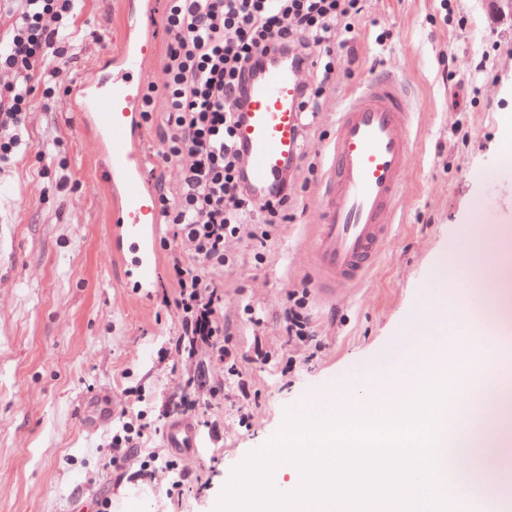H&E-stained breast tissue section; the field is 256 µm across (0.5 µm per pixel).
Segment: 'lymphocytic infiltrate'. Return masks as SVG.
Masks as SVG:
<instances>
[{"mask_svg":"<svg viewBox=\"0 0 512 512\" xmlns=\"http://www.w3.org/2000/svg\"><path fill=\"white\" fill-rule=\"evenodd\" d=\"M20 2L7 39H0V74L8 77L0 85V165L27 147L22 129L34 91L48 98L53 85L68 83L58 62L76 39L105 40L78 25L82 0ZM362 12V0H164L163 78L144 84L139 112L142 126L160 133L158 163L179 170L176 192L156 191L162 221L173 228L161 243L170 253L161 303L177 313V355L202 346L216 361L229 358L220 274L235 258L225 243L247 233L256 263H264L271 229L286 223L293 202L284 184L255 208L245 184L236 132L252 82L277 59L307 67L300 110L314 115L351 73L342 61L356 50ZM281 327L292 349L317 347L299 291L288 292ZM151 429L143 412L124 411L102 450L105 467L124 465Z\"/></svg>","mask_w":512,"mask_h":512,"instance_id":"f902f5d3","label":"lymphocytic infiltrate"}]
</instances>
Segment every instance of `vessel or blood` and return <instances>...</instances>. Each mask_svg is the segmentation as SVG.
<instances>
[{
  "mask_svg": "<svg viewBox=\"0 0 512 512\" xmlns=\"http://www.w3.org/2000/svg\"><path fill=\"white\" fill-rule=\"evenodd\" d=\"M151 48L138 20H129L111 76L104 79L93 70L72 88L74 108L97 141L114 198L112 257L130 270L136 287L145 289L153 287L160 264V215L144 182L148 154L139 121ZM303 73L297 65L276 61L250 87L237 137L245 183L256 197L276 191L303 152ZM413 119L404 84L374 74L363 79L338 114L336 133L323 147V217L307 244L325 300L362 283L388 242L414 147ZM473 269L484 277L497 272L479 249L467 266L448 274L463 280ZM166 441L171 448H195L196 428L188 421L171 426Z\"/></svg>",
  "mask_w": 512,
  "mask_h": 512,
  "instance_id": "obj_1",
  "label": "vessel or blood"
}]
</instances>
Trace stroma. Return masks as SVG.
<instances>
[{
    "label": "stroma",
    "instance_id": "obj_1",
    "mask_svg": "<svg viewBox=\"0 0 512 512\" xmlns=\"http://www.w3.org/2000/svg\"><path fill=\"white\" fill-rule=\"evenodd\" d=\"M137 3L84 0L80 22L107 41L79 40L66 62L71 75L108 65ZM363 5L356 79L372 69L396 72L419 105L403 203L368 279L334 302L321 300L304 250L319 221L317 188L300 191L288 222L275 226L263 266L243 240H229L237 262L224 272V326L250 386L244 424L237 412L241 377L206 350L191 362L170 351L177 316L160 304L167 269L148 297L122 285L108 235L113 200L70 94L56 89L47 108L41 92L33 93L24 130L29 148L0 168V512H97L103 498L112 512H215L234 468L280 429L288 408L374 369L388 349L416 359L441 337L473 338L486 353L485 383H512V334L482 322L465 283L432 286L443 261L462 260V232L474 244L485 238L475 200L491 196L496 226L512 229V173L494 186L483 178L503 160L502 117L512 114V22L494 21L487 0ZM388 28L394 40L379 42ZM341 99L327 93L314 118L304 152L315 165L323 163ZM42 148L55 154L43 176L36 157ZM64 173L72 183L59 196L54 186ZM302 286L322 346L291 365L279 313L287 291ZM421 307L438 331L414 330ZM254 312L259 322H251ZM199 366L223 383L224 400L215 406L195 394L199 446L181 453L191 491L171 495L169 476L157 465L145 470L133 460L103 471L100 450L112 428L86 430L82 412H96L106 394L115 407L162 416ZM470 459L467 468L443 473L449 489L477 499L512 496V449L492 438Z\"/></svg>",
    "mask_w": 512,
    "mask_h": 512
}]
</instances>
